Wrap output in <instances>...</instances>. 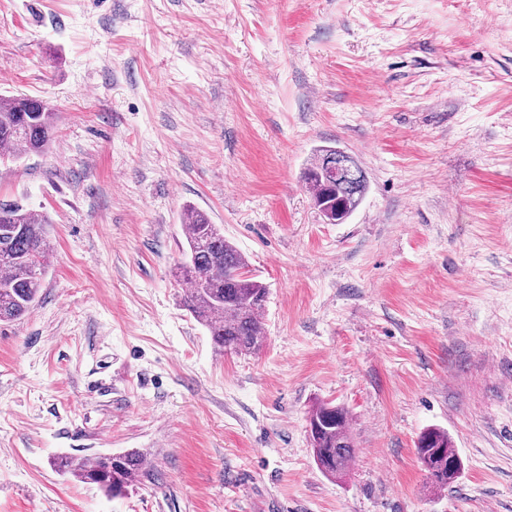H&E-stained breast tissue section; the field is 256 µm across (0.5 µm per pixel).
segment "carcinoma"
Returning <instances> with one entry per match:
<instances>
[{
	"label": "carcinoma",
	"mask_w": 512,
	"mask_h": 512,
	"mask_svg": "<svg viewBox=\"0 0 512 512\" xmlns=\"http://www.w3.org/2000/svg\"><path fill=\"white\" fill-rule=\"evenodd\" d=\"M56 113L38 99L0 97V149L13 157L45 151L55 137ZM303 181L320 214L331 224L344 222L359 205L366 176L349 154L334 148L316 152L303 172ZM46 216L17 203L0 202V322L24 317L39 296L45 273L49 239ZM186 249L178 267L177 282L183 291L182 307L206 328L215 345L225 352L255 353L265 341L260 318L267 299L266 286L248 274L245 256L224 239V230L207 213L189 207L182 214ZM308 422L319 430L312 437L314 458L320 470L335 476L348 469L354 457L347 410L320 402L308 413ZM417 459L429 487L445 490L460 477L463 462L448 433L431 428L416 445ZM57 469L83 482L94 471L107 473L98 488L113 498L148 477L137 452L121 455L113 469L102 458L74 467L62 458Z\"/></svg>",
	"instance_id": "cac0c4a2"
}]
</instances>
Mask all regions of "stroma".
Listing matches in <instances>:
<instances>
[{"mask_svg": "<svg viewBox=\"0 0 512 512\" xmlns=\"http://www.w3.org/2000/svg\"><path fill=\"white\" fill-rule=\"evenodd\" d=\"M18 94L58 119L0 161L52 245L0 323V512H512V0H0ZM322 146L367 178L342 224L301 179ZM188 207L268 288L259 353L180 304ZM430 427L464 464L441 491ZM131 450L120 498L53 465ZM308 422L319 427L311 443L320 470L331 476L346 471L355 454L347 410L342 406L320 402L309 411ZM416 452L430 488L445 490L452 487L460 477L463 462L444 430L431 428L422 432L417 441Z\"/></svg>", "mask_w": 512, "mask_h": 512, "instance_id": "1", "label": "stroma"}]
</instances>
